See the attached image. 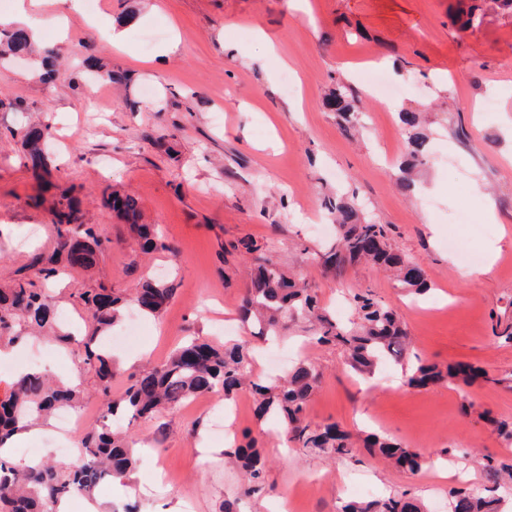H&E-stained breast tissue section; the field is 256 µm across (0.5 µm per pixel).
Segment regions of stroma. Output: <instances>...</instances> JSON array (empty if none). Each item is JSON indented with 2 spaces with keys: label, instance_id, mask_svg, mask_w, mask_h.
<instances>
[{
  "label": "stroma",
  "instance_id": "obj_1",
  "mask_svg": "<svg viewBox=\"0 0 512 512\" xmlns=\"http://www.w3.org/2000/svg\"><path fill=\"white\" fill-rule=\"evenodd\" d=\"M309 2L303 11L294 0H99L96 14L70 13L65 30L54 9H38L41 40L59 55L54 82L39 80L28 55L0 62V290L35 277L32 258L56 251L47 206L77 189L86 223L111 245L92 265L46 282L59 308L81 313L82 293H128L147 274L175 287L159 316L141 318L137 342L116 350L118 394L128 373L186 337L247 338L243 328L224 331L238 321L246 265L224 248L240 237L274 243L281 271L306 278L320 304L344 320L355 317L350 292L371 287L401 316L413 355L442 367L470 362L488 380L464 390L406 388L394 365L363 380L345 369L341 348L311 344L295 329L273 356L284 365L309 358L322 371L309 421L391 437L420 451L422 467L399 470L364 447L350 461L286 451L243 393L229 431L236 443L262 442L269 489L243 499L241 510L280 512L288 502L296 512H336L343 500L406 491L429 512H448L456 480L438 471L472 453L512 459V442L484 418L512 417V391L497 383L512 374V342L493 333L497 321L512 322V7L485 0L482 23L470 26L475 0ZM114 29L124 34L122 48L112 44ZM174 38L179 47L165 64L146 66ZM372 69L404 96L376 94L365 77ZM288 76L298 86L292 95ZM340 85L362 109L349 129L327 104ZM489 99L494 108L481 110ZM403 112L422 113L428 136L411 189L399 181ZM41 121L63 138L61 149L48 151L63 172L46 185L27 166L20 136ZM115 190L138 200L141 223L159 225L172 251L139 250L104 202ZM338 194L355 196L366 218L391 227L392 246L423 268L429 292L411 294L361 263L340 277L323 269L333 237L312 227L328 222L324 201ZM463 209L472 223L493 227L470 241L476 267L443 244ZM30 346L50 374L82 384L79 410L96 425L103 403L81 347L62 351L35 339ZM224 405L215 392L127 425L142 450L132 476L143 493L110 480L94 496L71 498L72 512H90L95 501L108 512H224L243 481L239 468L225 465L215 431Z\"/></svg>",
  "mask_w": 512,
  "mask_h": 512
}]
</instances>
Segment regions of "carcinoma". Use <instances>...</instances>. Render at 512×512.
Listing matches in <instances>:
<instances>
[{"instance_id": "obj_1", "label": "carcinoma", "mask_w": 512, "mask_h": 512, "mask_svg": "<svg viewBox=\"0 0 512 512\" xmlns=\"http://www.w3.org/2000/svg\"><path fill=\"white\" fill-rule=\"evenodd\" d=\"M29 33L15 28L0 33V59L8 52H21L30 47ZM406 126L407 159L414 168L425 153L426 137L418 131V116L401 113ZM53 136L49 124L29 130L28 161L37 177L48 172L45 144ZM109 204L122 216L146 252L173 251L148 224L136 221L138 204L134 197L112 193ZM334 213L336 239L323 254V263L336 273L356 262H371L395 272L398 283L410 292L421 293L430 288L423 269L405 259L389 243V228L365 219L356 203L344 196L336 197L329 208ZM57 238L58 252L71 267L88 265L95 252L107 248L94 225L85 223L76 197L61 195L50 208ZM231 249L250 263V281L239 305V317L251 325V336L263 341L284 335L295 328H306L312 340L320 345L340 347L346 366L366 376L384 365H404L410 338L399 315L387 307L369 287L353 291L350 300L358 321L346 324L332 317L320 305L315 291L302 280L286 276L273 259L274 246L251 236L231 244ZM173 285L166 281L145 280L140 288L124 296L110 292L87 293L83 296L91 322L83 336L58 326L50 297L32 280L20 281L7 293L0 292V343L14 345L24 337L15 331L20 321H27L68 345L75 340L83 344V363L97 375V386L104 401L102 421L81 439L85 455L69 469H58L46 463L17 465L0 459V512H55L56 505L75 494L92 496L106 479L125 477L132 469L136 449L127 435L112 429L116 416L132 420L153 417L162 409L179 406L185 400L224 391L232 398L246 386L251 372L249 345L234 343L216 347L204 340L193 339L176 348L166 359L150 363L128 377L123 394L112 398V381L121 374L103 342L105 333L120 321L126 308L157 316L173 298ZM485 373L476 366L457 363L441 368L434 363L417 360L406 374V384L426 387L448 380L459 386H471ZM322 381L321 370L308 359L297 362L283 376L265 383L254 382L251 393L258 415L276 416L284 423L289 442L297 448L344 459L353 452L350 434L335 424L313 425L306 419V406ZM83 394L77 382L60 383L44 374H27L16 380L8 400L0 403V446L17 432L46 422L61 409H75ZM364 446L373 454L411 471L421 468V455L388 437L370 434ZM244 471L240 498L252 496L265 484V461L251 440L245 447L233 448ZM491 485L483 488L464 484L450 490L451 512H512L508 500L498 494L501 483L512 481V467L483 456L477 460ZM336 512H427L424 504L407 493H394L383 498L342 501Z\"/></svg>"}]
</instances>
